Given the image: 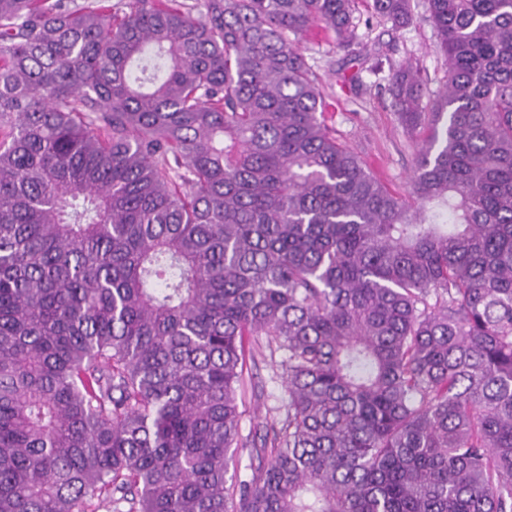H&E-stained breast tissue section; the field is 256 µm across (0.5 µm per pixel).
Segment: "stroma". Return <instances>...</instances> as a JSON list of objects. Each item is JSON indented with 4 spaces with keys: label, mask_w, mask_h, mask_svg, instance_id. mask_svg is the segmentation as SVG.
I'll use <instances>...</instances> for the list:
<instances>
[{
    "label": "stroma",
    "mask_w": 512,
    "mask_h": 512,
    "mask_svg": "<svg viewBox=\"0 0 512 512\" xmlns=\"http://www.w3.org/2000/svg\"><path fill=\"white\" fill-rule=\"evenodd\" d=\"M358 14L353 50L321 36L304 39L300 46L324 89L326 117L339 142L360 156L392 192L403 194L421 136L408 133L400 123L387 91V71L375 72L371 66L379 53L392 62L418 66L435 89L444 81L445 68L424 0H417L413 24L401 31L373 17L366 6H359ZM280 394L271 361L259 362L246 377L242 433L272 421Z\"/></svg>",
    "instance_id": "35a3bbf8"
}]
</instances>
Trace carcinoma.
Returning <instances> with one entry per match:
<instances>
[{
    "label": "carcinoma",
    "instance_id": "obj_1",
    "mask_svg": "<svg viewBox=\"0 0 512 512\" xmlns=\"http://www.w3.org/2000/svg\"><path fill=\"white\" fill-rule=\"evenodd\" d=\"M357 2L0 0V512H512V0L389 69L406 198L299 48ZM274 371L273 364L268 357L265 361L259 360L257 368L252 367L249 375L245 372L246 392L242 405H240V411H242L241 431L244 436L256 429H261L262 425L272 421L275 417L271 408L277 405V398L281 394V385L280 381L275 378Z\"/></svg>",
    "mask_w": 512,
    "mask_h": 512
}]
</instances>
